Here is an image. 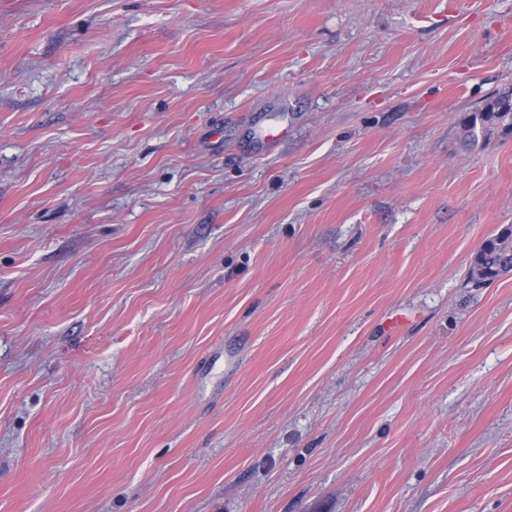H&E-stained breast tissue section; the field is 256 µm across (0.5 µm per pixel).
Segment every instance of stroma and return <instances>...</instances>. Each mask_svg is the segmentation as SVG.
I'll return each instance as SVG.
<instances>
[{
  "label": "stroma",
  "instance_id": "obj_1",
  "mask_svg": "<svg viewBox=\"0 0 512 512\" xmlns=\"http://www.w3.org/2000/svg\"><path fill=\"white\" fill-rule=\"evenodd\" d=\"M508 90L512 0H0V512H512ZM461 125L462 144L467 149L495 136L512 134V92L506 91L487 99ZM480 274L470 271L472 280L490 284L502 275L512 271V225H506L496 240L483 243L472 260Z\"/></svg>",
  "mask_w": 512,
  "mask_h": 512
}]
</instances>
